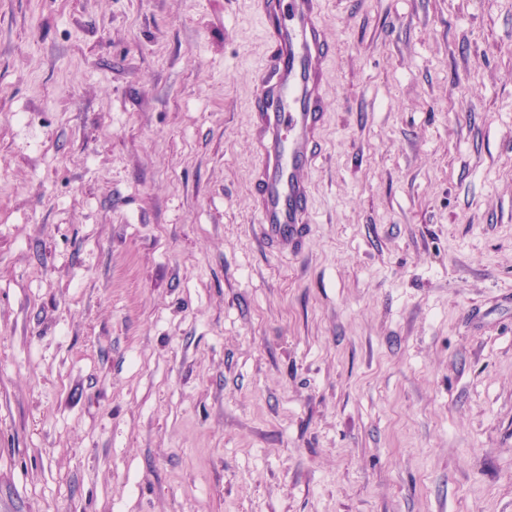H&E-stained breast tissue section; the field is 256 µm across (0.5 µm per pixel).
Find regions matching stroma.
<instances>
[{
  "instance_id": "obj_1",
  "label": "stroma",
  "mask_w": 512,
  "mask_h": 512,
  "mask_svg": "<svg viewBox=\"0 0 512 512\" xmlns=\"http://www.w3.org/2000/svg\"><path fill=\"white\" fill-rule=\"evenodd\" d=\"M322 23L284 257L247 0H0V512H512V0Z\"/></svg>"
}]
</instances>
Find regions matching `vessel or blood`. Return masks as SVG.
<instances>
[{"instance_id": "obj_1", "label": "vessel or blood", "mask_w": 512, "mask_h": 512, "mask_svg": "<svg viewBox=\"0 0 512 512\" xmlns=\"http://www.w3.org/2000/svg\"><path fill=\"white\" fill-rule=\"evenodd\" d=\"M249 2L265 21L268 46L252 105L256 222L268 244L292 253L312 222V174L325 126L324 64L333 46L321 26L323 0Z\"/></svg>"}]
</instances>
